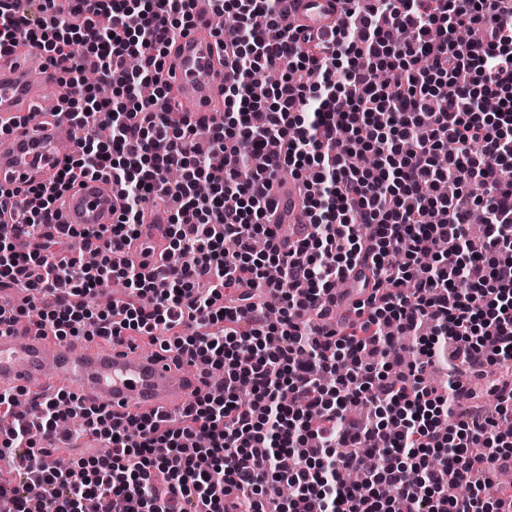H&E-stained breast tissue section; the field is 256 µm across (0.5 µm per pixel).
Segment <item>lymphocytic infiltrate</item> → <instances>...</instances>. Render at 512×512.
Returning <instances> with one entry per match:
<instances>
[{"label": "lymphocytic infiltrate", "mask_w": 512, "mask_h": 512, "mask_svg": "<svg viewBox=\"0 0 512 512\" xmlns=\"http://www.w3.org/2000/svg\"><path fill=\"white\" fill-rule=\"evenodd\" d=\"M195 2L0 0V58L24 42L61 64L82 130L55 179L29 187L32 210L0 187V289L21 294L0 332L145 338L224 374L163 418L62 390L33 399L32 420L0 392V461L25 476L0 477V512H512V484L486 475L512 465V377L496 373L512 364V0H341L317 36L286 24L289 0H212L237 20L224 111L192 123L160 74ZM89 63L111 96L86 93ZM263 69L278 83L254 85ZM286 172L308 189L295 241L268 221ZM98 176L123 203L92 236L56 203ZM159 201L173 205L165 263L117 261ZM339 294L353 305L332 326ZM437 362L443 389L425 375ZM485 396L491 414L454 418ZM62 420L110 453L60 468L32 435Z\"/></svg>", "instance_id": "1"}]
</instances>
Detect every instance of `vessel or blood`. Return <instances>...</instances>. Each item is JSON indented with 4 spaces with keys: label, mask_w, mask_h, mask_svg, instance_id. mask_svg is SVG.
Instances as JSON below:
<instances>
[{
    "label": "vessel or blood",
    "mask_w": 512,
    "mask_h": 512,
    "mask_svg": "<svg viewBox=\"0 0 512 512\" xmlns=\"http://www.w3.org/2000/svg\"><path fill=\"white\" fill-rule=\"evenodd\" d=\"M340 17L337 0H291L288 20L314 30L335 27ZM31 66L24 71L0 67V116L7 118L30 106L54 111L57 99L36 94L37 82H57L60 67L47 64L35 48H27ZM170 56L172 68L166 79L181 102L191 103L190 121L224 103L222 54L204 24H197L177 39ZM68 121L53 126L48 136L24 134L22 127L0 134V184L15 188L28 182H45L54 174L60 159V142L70 140ZM279 200L277 221L307 225L303 187L294 178L273 183ZM62 220L79 229L98 230L112 223L121 206L118 188L102 179H87L65 193L61 200ZM141 243L162 251L166 222L148 215ZM67 389L88 403L103 406L119 415L152 413L164 415L183 406L205 383L197 370L175 364L172 354L147 353L128 344L86 346L73 341L54 342L30 325L0 334V390L37 392Z\"/></svg>",
    "instance_id": "1"
}]
</instances>
